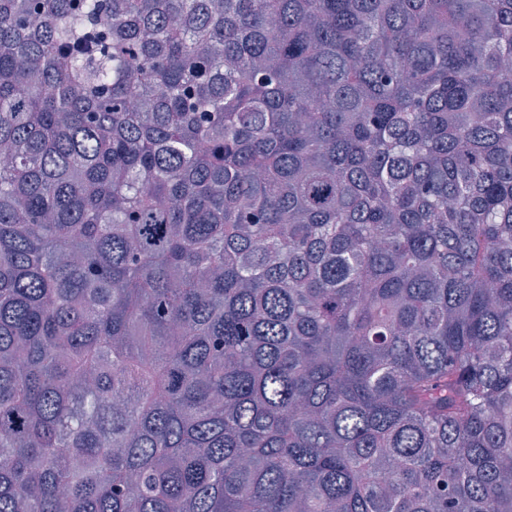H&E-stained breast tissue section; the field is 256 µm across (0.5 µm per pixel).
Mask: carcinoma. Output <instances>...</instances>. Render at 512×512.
<instances>
[{
  "label": "carcinoma",
  "mask_w": 512,
  "mask_h": 512,
  "mask_svg": "<svg viewBox=\"0 0 512 512\" xmlns=\"http://www.w3.org/2000/svg\"><path fill=\"white\" fill-rule=\"evenodd\" d=\"M0 147V512H512V0H0Z\"/></svg>",
  "instance_id": "1"
}]
</instances>
